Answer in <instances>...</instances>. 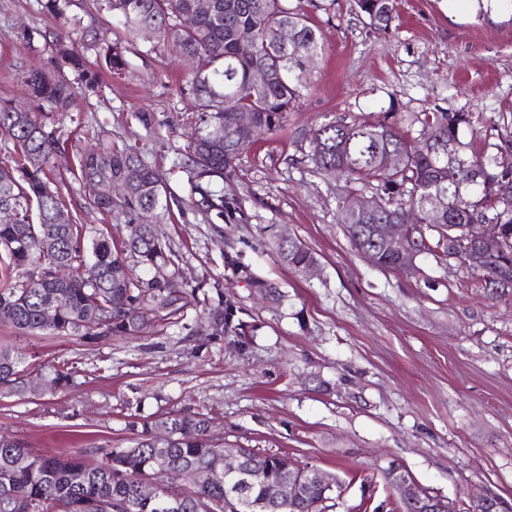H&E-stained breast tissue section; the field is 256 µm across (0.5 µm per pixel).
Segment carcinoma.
<instances>
[{
  "label": "carcinoma",
  "instance_id": "obj_1",
  "mask_svg": "<svg viewBox=\"0 0 512 512\" xmlns=\"http://www.w3.org/2000/svg\"><path fill=\"white\" fill-rule=\"evenodd\" d=\"M358 12L378 31L394 18L393 0H354ZM92 0L95 10L112 14L119 25L116 39L105 42L93 30L74 41L67 29L54 34L52 57L44 68L25 72L23 83L30 103L22 107L0 99V141L13 145L11 167L0 165V323H9L26 335L75 336L87 344L107 339L143 336L151 324L176 325L195 296V289L176 288L179 269L174 250L160 228V216L177 198L160 172L135 147L108 145L76 149L75 162L61 164L66 149L58 128L50 122L56 112H70L81 96L93 94L98 83L84 70L93 52L99 70L122 75L127 54L149 42L152 49L170 47L193 61L187 90L196 100L199 120L175 167L187 174L195 209L210 224L224 219L244 221L242 202L224 196L220 182L237 175L241 156L255 139L252 130L236 122L246 112L253 125L273 133L287 122L288 113L311 90L304 58L322 51L317 28L300 6L289 0ZM85 4L75 0H46L41 4L55 18L69 17V9ZM192 14L196 24L182 25ZM250 42L254 52L240 53ZM272 72L265 83H255L254 72ZM419 125L411 137L404 125ZM483 141L480 151H469L465 135ZM312 138L322 140L323 151L304 156L314 171L335 176L340 221L357 251L374 266L398 269L395 257L373 239L377 224H387L398 212L414 209L419 220L434 225L421 239L423 253L441 261L460 259L457 266L480 277L494 298L506 283L490 280L488 264L466 258L475 247L479 226H500L501 250L495 267L512 269V131L507 117L484 129L473 125L467 112H419L406 116L394 108L375 120L344 116L317 126ZM71 176L79 183L116 184L122 195L86 200L84 213L118 214L132 225L127 239L115 243L91 234L80 218L64 210L51 188L53 179ZM378 194L386 210L373 215L350 206L366 194ZM445 198L441 215L430 213V202ZM467 229V237L448 235V225ZM273 247L285 264L299 273L319 266V260L301 240L275 238ZM225 263L246 285L273 304L281 303L279 286L255 276L238 258ZM64 268L57 277L54 271ZM52 290L58 301L53 325L42 322V293ZM241 308L218 301L207 314L217 335L235 336L248 344ZM69 368L28 359L20 349L0 345V396H23L36 386L43 394L67 388ZM133 432L125 448H99V464L84 461L76 451L44 456L14 438L0 441V512H224V482L205 475L224 470V422L200 411L170 412L151 419L129 416ZM164 429L168 438L157 439ZM249 483L242 512H310L316 501L335 497L312 482L286 505H271L266 482L298 476L301 466L287 456L247 450ZM162 475L166 489H181L177 506L164 507V497L140 493L143 482Z\"/></svg>",
  "mask_w": 512,
  "mask_h": 512
}]
</instances>
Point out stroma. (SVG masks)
Segmentation results:
<instances>
[{"label":"stroma","instance_id":"35a3bbf8","mask_svg":"<svg viewBox=\"0 0 512 512\" xmlns=\"http://www.w3.org/2000/svg\"><path fill=\"white\" fill-rule=\"evenodd\" d=\"M388 31L370 27L353 0L310 8L324 50L314 91L285 128L260 137L224 192L242 198L247 222L207 223L175 168L195 109L181 92L187 64L166 51L129 55L124 75L54 122L69 144L139 145L179 199L161 227L196 299L181 325L123 341L17 338L0 343L76 370L74 386L42 396L0 398V433L46 454L126 447L131 413L156 418L208 409L224 421V445L288 456L338 480L332 512H398L383 471L402 465L432 494L464 512L489 491L512 505V299H489L480 281L433 256L417 270H382L363 258L340 222L335 179L303 160L310 131L343 115L376 118L389 105L468 112L476 126L512 114V0L481 13L477 0H394ZM55 33L38 0H0V98L23 100L22 72L47 63ZM153 113L157 136L134 118ZM302 240L317 275L280 261L274 236ZM234 255L285 298L266 302L224 263ZM243 310L245 351L210 337L204 315L218 297ZM328 384L313 389V378Z\"/></svg>","mask_w":512,"mask_h":512}]
</instances>
